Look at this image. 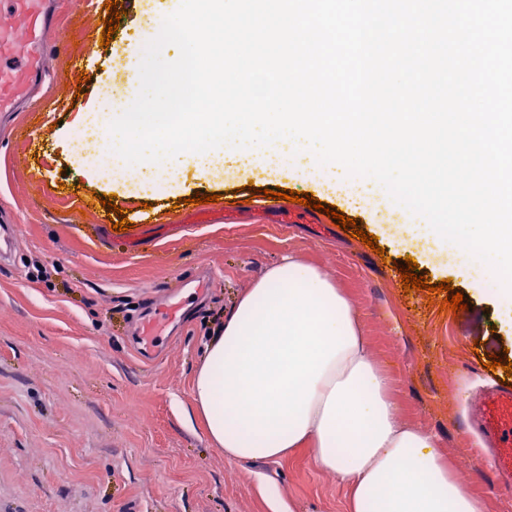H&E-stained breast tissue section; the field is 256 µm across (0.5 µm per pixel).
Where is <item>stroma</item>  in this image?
Listing matches in <instances>:
<instances>
[{
	"instance_id": "1",
	"label": "stroma",
	"mask_w": 512,
	"mask_h": 512,
	"mask_svg": "<svg viewBox=\"0 0 512 512\" xmlns=\"http://www.w3.org/2000/svg\"><path fill=\"white\" fill-rule=\"evenodd\" d=\"M180 0H119L122 17L107 46L89 43L107 0L68 10L47 70L51 92L0 128V212L16 221L15 249L0 264V512H270L277 495L293 512H346V490L310 452L281 462H237L189 420L191 374L210 333V311L227 312L269 266L288 255L320 267L343 288L370 349L392 383L402 416L436 438L439 451L467 453L461 479L485 512H512V491H495L478 439L461 421L490 370L512 362V305L497 281L473 271L452 245L415 231L418 216L386 190L374 202L310 177L306 164H226L221 175L181 169L156 191L134 182L73 172L65 140L79 129L127 60L149 36L148 19ZM86 81H79V73ZM304 191L378 238L379 252L312 209L290 224H228L203 214L198 194L220 204L266 191ZM115 195L130 224L115 232L100 201ZM98 199L84 207L86 196ZM415 258L429 284L450 280L465 310H440V294L404 293L400 269ZM46 278H39L38 269ZM209 269L200 296L151 358L130 330L172 279Z\"/></svg>"
}]
</instances>
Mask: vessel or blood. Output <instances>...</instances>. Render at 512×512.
<instances>
[{"mask_svg":"<svg viewBox=\"0 0 512 512\" xmlns=\"http://www.w3.org/2000/svg\"><path fill=\"white\" fill-rule=\"evenodd\" d=\"M71 0H0V112H17L37 101L46 89L44 62L51 48L50 34L60 15L71 8ZM291 208H266L255 212L241 204L225 210L224 221L241 224L260 219L267 224H284ZM182 312L172 299L152 308L139 323L137 334L143 351H151L158 336ZM475 423L495 447L493 469L499 483L512 484V381H495L487 395L473 407Z\"/></svg>","mask_w":512,"mask_h":512,"instance_id":"vessel-or-blood-1","label":"vessel or blood"}]
</instances>
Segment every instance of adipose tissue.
Wrapping results in <instances>:
<instances>
[{"instance_id": "1", "label": "adipose tissue", "mask_w": 512, "mask_h": 512, "mask_svg": "<svg viewBox=\"0 0 512 512\" xmlns=\"http://www.w3.org/2000/svg\"><path fill=\"white\" fill-rule=\"evenodd\" d=\"M209 441L235 461L301 448L347 489V512H484L427 429L402 419L347 295L289 256L210 336L191 381Z\"/></svg>"}]
</instances>
